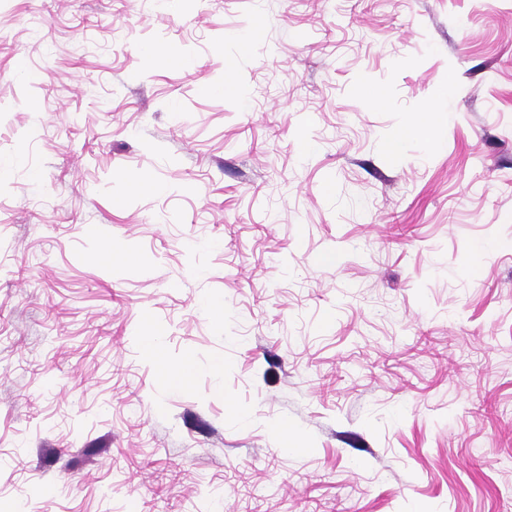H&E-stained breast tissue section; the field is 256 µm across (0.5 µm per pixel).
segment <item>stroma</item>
Listing matches in <instances>:
<instances>
[{
    "label": "stroma",
    "mask_w": 512,
    "mask_h": 512,
    "mask_svg": "<svg viewBox=\"0 0 512 512\" xmlns=\"http://www.w3.org/2000/svg\"><path fill=\"white\" fill-rule=\"evenodd\" d=\"M1 164L0 512H512V0H0Z\"/></svg>",
    "instance_id": "stroma-1"
}]
</instances>
